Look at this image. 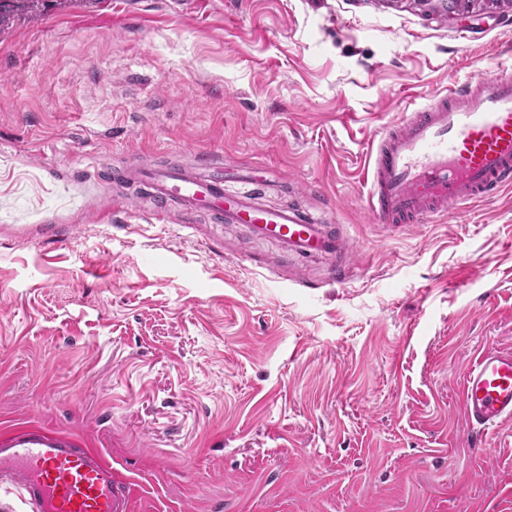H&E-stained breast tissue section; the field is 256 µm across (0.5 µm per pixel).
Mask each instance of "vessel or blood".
Instances as JSON below:
<instances>
[{
	"mask_svg": "<svg viewBox=\"0 0 512 512\" xmlns=\"http://www.w3.org/2000/svg\"><path fill=\"white\" fill-rule=\"evenodd\" d=\"M366 204L379 223L420 224L512 185V66L499 63L473 83L449 88L403 113L371 148ZM158 209L209 213L246 224L299 260L333 256L343 241L314 215L267 208L230 186L223 171L171 162L132 174ZM464 418L477 436L512 419V350H481L460 387ZM18 489L31 512H134L137 483L100 448L28 433L0 441V485Z\"/></svg>",
	"mask_w": 512,
	"mask_h": 512,
	"instance_id": "1",
	"label": "vessel or blood"
}]
</instances>
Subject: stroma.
<instances>
[{
	"mask_svg": "<svg viewBox=\"0 0 512 512\" xmlns=\"http://www.w3.org/2000/svg\"><path fill=\"white\" fill-rule=\"evenodd\" d=\"M512 57V7L41 0L0 28V437L102 448L137 512H512V421L460 383L512 350V188L408 228L365 202L379 134ZM251 172L349 244L288 259L155 215L127 171ZM340 277H332V270ZM460 395L466 424L476 437L511 420L512 350H481L462 379Z\"/></svg>",
	"mask_w": 512,
	"mask_h": 512,
	"instance_id": "obj_1",
	"label": "stroma"
}]
</instances>
